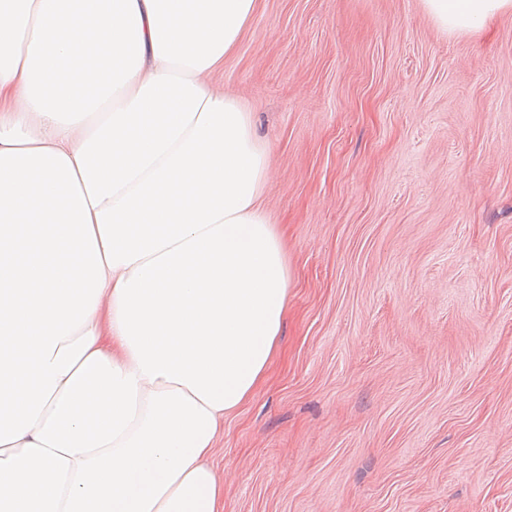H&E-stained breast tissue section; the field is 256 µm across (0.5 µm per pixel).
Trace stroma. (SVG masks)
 Here are the masks:
<instances>
[{"label":"stroma","mask_w":512,"mask_h":512,"mask_svg":"<svg viewBox=\"0 0 512 512\" xmlns=\"http://www.w3.org/2000/svg\"><path fill=\"white\" fill-rule=\"evenodd\" d=\"M223 80L292 277L224 512H512V14L258 0ZM427 15L444 34L469 35L496 15L512 13L511 0H422Z\"/></svg>","instance_id":"35a3bbf8"}]
</instances>
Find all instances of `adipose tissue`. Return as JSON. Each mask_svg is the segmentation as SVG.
Masks as SVG:
<instances>
[{
    "label": "adipose tissue",
    "instance_id": "adipose-tissue-1",
    "mask_svg": "<svg viewBox=\"0 0 512 512\" xmlns=\"http://www.w3.org/2000/svg\"><path fill=\"white\" fill-rule=\"evenodd\" d=\"M468 35L512 0H422ZM256 0H0V512H224L288 306L219 76Z\"/></svg>",
    "mask_w": 512,
    "mask_h": 512
}]
</instances>
